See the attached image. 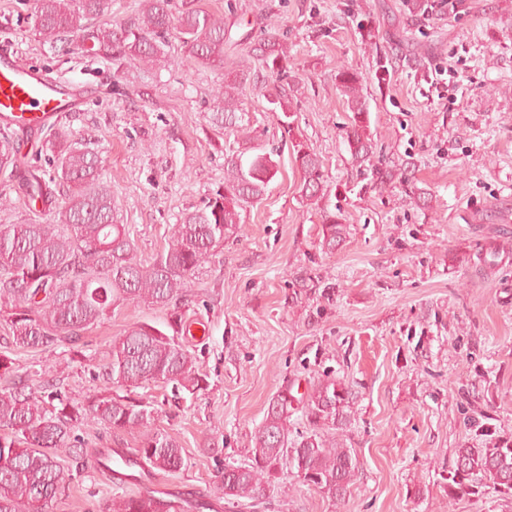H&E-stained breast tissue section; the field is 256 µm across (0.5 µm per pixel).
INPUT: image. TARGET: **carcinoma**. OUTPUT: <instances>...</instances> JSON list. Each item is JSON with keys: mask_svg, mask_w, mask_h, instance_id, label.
I'll list each match as a JSON object with an SVG mask.
<instances>
[{"mask_svg": "<svg viewBox=\"0 0 512 512\" xmlns=\"http://www.w3.org/2000/svg\"><path fill=\"white\" fill-rule=\"evenodd\" d=\"M464 0H409L412 13L437 16L458 12ZM110 0H36L34 32L43 40L66 37L77 49L89 50L147 66L169 62L163 37L179 33L183 56L213 70L224 68V48L233 44L232 26L183 0L178 13L172 0H142L138 17L127 26L88 24L109 11ZM255 58L271 74L287 76L288 46L270 35L250 45L236 74L224 76L216 89L213 123L233 128L242 151L224 160V186L211 192L195 210L168 229L165 246L147 260L137 257L124 224L114 223L112 192L100 180V161L73 147L65 135L48 143L57 161V178L69 190L45 224L0 226V311L9 323L12 344L20 349L48 348L61 343L81 353L82 333L106 319L112 309L130 302L148 303L168 311L166 331L148 323L136 324L112 340L101 367L103 387L82 402L62 391L41 393L18 372L15 360L0 352V512H53L54 504L69 490L62 457L84 453L72 431L79 425L101 426L137 441L127 454L112 458V450L99 453L96 463L122 481L126 467H148L176 472L185 465V448L155 425L154 409L112 388L175 384L191 394L208 387L196 358L177 337L190 335L191 324L177 301L224 240L241 229V211L263 198L278 172L272 153L245 119L243 86ZM337 89L350 111L344 139L353 162L375 172L385 186L393 174L374 163L375 141L364 94V79L342 65ZM269 103L290 117V85L274 87ZM301 173L299 193L314 206L321 221L323 250L333 252L349 234L348 225L329 209L323 161L310 147L294 145ZM21 166L14 141L0 139V170ZM353 393L336 378L313 384L303 404L306 430L291 426L295 411L286 388L271 399L261 424L246 449L249 462L229 465L217 476L215 490L229 508L257 509L266 489L287 464L295 479L332 504L345 501L356 476L357 459L346 443L351 424ZM448 500L479 497L491 489L512 498V443L492 439L479 448L455 450L454 465L442 477ZM211 509L208 501H176L166 493H143L111 499L105 512H191Z\"/></svg>", "mask_w": 512, "mask_h": 512, "instance_id": "carcinoma-1", "label": "carcinoma"}]
</instances>
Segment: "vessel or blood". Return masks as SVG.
Here are the masks:
<instances>
[{
	"mask_svg": "<svg viewBox=\"0 0 512 512\" xmlns=\"http://www.w3.org/2000/svg\"><path fill=\"white\" fill-rule=\"evenodd\" d=\"M34 101L39 111H30ZM72 109L65 85L35 76L13 52H0V120L19 126H46Z\"/></svg>",
	"mask_w": 512,
	"mask_h": 512,
	"instance_id": "b4317fda",
	"label": "vessel or blood"
}]
</instances>
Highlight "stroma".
Wrapping results in <instances>:
<instances>
[{
  "label": "stroma",
  "instance_id": "stroma-1",
  "mask_svg": "<svg viewBox=\"0 0 512 512\" xmlns=\"http://www.w3.org/2000/svg\"><path fill=\"white\" fill-rule=\"evenodd\" d=\"M465 4L451 15L415 16L407 0H199L239 35L275 22L291 54L293 131L285 133L268 101L273 76L252 64L245 107L279 172L180 303L208 389L134 391L187 454L181 470L147 476L151 488L213 499L216 475L245 462L275 393L288 385L300 400L330 375L354 393L346 438L358 474L346 500L335 506L290 484L283 467L263 512H512V498L491 492L452 503L440 488L457 448L512 439V0ZM5 43L34 74L66 81L77 105L50 127L0 124L49 195L30 201L27 170L0 172V191L13 200L0 209V225L46 221L62 202L66 189L44 150L61 134L100 159L117 221L143 259L223 185L224 157L239 139L210 116L241 49L228 50L215 71L180 62L172 33L166 50L176 65L117 63L35 36L33 0H0ZM380 54L392 68L385 87L375 79ZM342 65L365 77L375 157L399 175L392 188L375 189L371 171L351 159L336 82ZM295 137L320 154L329 202L349 226L330 254L319 246L318 213L298 191ZM407 178L430 193L428 205L411 203ZM166 318L144 303L117 307L85 332L76 358L64 346L15 348L0 318V351L35 384L80 402L101 387L113 338L136 323L164 327ZM63 467L70 495L54 512H103L107 500L141 485L111 481L90 458Z\"/></svg>",
  "mask_w": 512,
  "mask_h": 512
}]
</instances>
